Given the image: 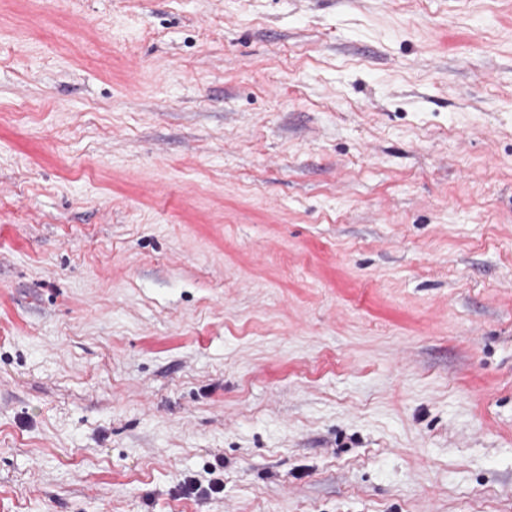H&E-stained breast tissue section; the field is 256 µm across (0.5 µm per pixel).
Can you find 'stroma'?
<instances>
[{
  "instance_id": "obj_1",
  "label": "stroma",
  "mask_w": 512,
  "mask_h": 512,
  "mask_svg": "<svg viewBox=\"0 0 512 512\" xmlns=\"http://www.w3.org/2000/svg\"><path fill=\"white\" fill-rule=\"evenodd\" d=\"M0 512H512V0H0Z\"/></svg>"
}]
</instances>
